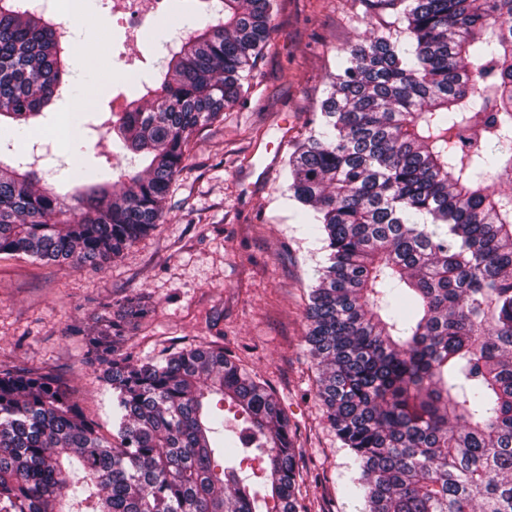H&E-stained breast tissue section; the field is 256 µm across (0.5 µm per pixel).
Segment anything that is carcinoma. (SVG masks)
Returning <instances> with one entry per match:
<instances>
[{"label":"carcinoma","mask_w":512,"mask_h":512,"mask_svg":"<svg viewBox=\"0 0 512 512\" xmlns=\"http://www.w3.org/2000/svg\"><path fill=\"white\" fill-rule=\"evenodd\" d=\"M210 20L100 124L130 154L61 195L0 161V254L102 266L163 223L197 130L250 90L275 0H206ZM401 27L345 50L288 158L323 264L306 344L359 476L362 512H512V0H366ZM44 13L0 0V129L25 136L70 82ZM130 298L80 330L112 390L102 435L71 388L0 367V512H308L288 418L224 350L119 352Z\"/></svg>","instance_id":"carcinoma-1"}]
</instances>
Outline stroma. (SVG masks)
<instances>
[{"instance_id":"obj_1","label":"stroma","mask_w":512,"mask_h":512,"mask_svg":"<svg viewBox=\"0 0 512 512\" xmlns=\"http://www.w3.org/2000/svg\"><path fill=\"white\" fill-rule=\"evenodd\" d=\"M269 46L245 102L200 129L173 183L165 220L122 257L95 269L0 254V364L52 373L71 385L102 433L112 430V393L85 357L74 326H91L103 306L119 310L141 295L152 313L122 342L140 359L210 342L237 353L274 391L295 433L302 488L316 512H359L345 486L353 461L326 420L317 396L318 369L305 336L308 292L322 254L289 199L283 164L305 138L344 51L371 27L391 26L386 13L368 20L362 0H278ZM204 0H172L167 15L145 25L132 45L112 14V0H52L50 18L71 29L77 78L94 74L86 102L93 124L127 91L117 58L138 74L156 71L165 42L185 37L188 17ZM71 102L52 105L27 141L0 132L15 151L51 143L54 165L99 166L89 135L84 157L72 156Z\"/></svg>"}]
</instances>
